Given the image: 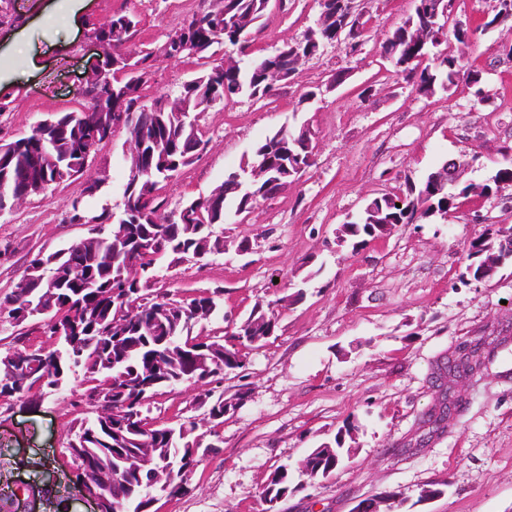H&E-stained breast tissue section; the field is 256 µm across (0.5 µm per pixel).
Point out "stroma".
<instances>
[{
  "label": "stroma",
  "mask_w": 512,
  "mask_h": 512,
  "mask_svg": "<svg viewBox=\"0 0 512 512\" xmlns=\"http://www.w3.org/2000/svg\"><path fill=\"white\" fill-rule=\"evenodd\" d=\"M56 0H15L16 23L0 28V139L28 135L47 114L70 109L93 67L92 29L112 14L136 15L139 37L163 42L200 0H76V22L56 28L43 17ZM373 19L364 50L321 48L292 83L267 101L235 98L197 117L208 141L198 161L162 189L169 206L206 193L238 168L257 142L283 126L309 123L314 163L244 223L224 226V251L201 263L160 264V286L186 299L222 289L223 319L203 323L221 336L255 303L303 291L281 310L276 333L247 351L243 376L225 375V399L240 404L217 429L222 448L203 459L185 490L155 504L157 512H267L262 491L281 466L296 469L311 448L333 442L350 423L348 459L329 479L307 482L278 512H353L362 500L396 493L400 512H512V266L489 282L462 280L464 246L489 224L512 225V185L492 195L458 198L448 219L400 224L360 249L336 241L347 215L385 193L402 195L451 158L475 156L466 173L487 183L512 165V35L490 26L497 0H454L453 17L474 30L464 64L479 85L459 80L424 95L387 71L379 54L386 34L414 11L413 0H362ZM320 13L317 0L272 8L247 51L226 46L241 62L275 53L301 37ZM199 71L195 62H157L147 97L178 95ZM309 103L299 104L305 93ZM124 135L103 145L89 166L107 177L113 202L122 199L130 159ZM74 182L50 187L0 213V294L27 273L29 255L54 252L85 237L65 220ZM255 243L248 258L235 248ZM496 337L481 378L459 384L458 404L444 433L429 435L423 420L438 401L434 371L464 341ZM76 377L60 391L31 401L0 398V489L29 483L41 512H90L78 500L61 453L77 421L88 417ZM187 384L161 390L151 404L155 425L195 414ZM442 488L434 498L425 490Z\"/></svg>",
  "instance_id": "obj_1"
}]
</instances>
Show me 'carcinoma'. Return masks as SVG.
I'll return each instance as SVG.
<instances>
[{"mask_svg": "<svg viewBox=\"0 0 512 512\" xmlns=\"http://www.w3.org/2000/svg\"><path fill=\"white\" fill-rule=\"evenodd\" d=\"M350 0H320V28L315 38L282 45L275 54L250 60L246 65H212L210 59L223 44L246 46L247 36L264 25L271 0H201L198 10L186 15L179 27L160 44L143 43L126 51L137 33L139 20L130 14H116L93 31L103 45V68L76 93L77 106L51 116L52 125L36 128L27 135L22 148L0 152V202L8 208L40 196L51 186L76 180L86 154L98 151L102 140L95 137L102 120L117 125L122 114L140 98L150 81L155 62L162 58L180 62L194 58L203 69L182 86L171 100L157 97L158 110L143 115L140 126L130 137L143 146L151 162V173L138 179L129 176L123 188L120 213L112 210L106 197L105 179L84 188L80 201H71L66 218L74 222L87 212L100 224L101 231L77 241L64 251L47 254L51 266L32 268L29 287L11 290L0 297V321L10 320L15 306L37 313L42 333L50 338L58 328L71 327L55 343L49 355L59 354L62 376L55 386L28 381L19 393L31 396L51 394L65 386L71 373L81 370L95 382L84 396L101 397L116 410V418L97 415L82 419L72 441L88 456L85 477L116 512H152L153 503L164 494L182 491L181 472L193 471L217 444H203L198 425L192 418L169 426L155 427L141 411L159 390L193 379L204 387L196 396L197 407L211 417L224 416V394L214 393L212 383H221L224 373L244 367L236 344L263 343L278 329V317L258 303L240 323L237 334L222 341L193 335L195 325L223 311L222 290L203 292L180 299L156 287L159 263L182 264L194 255L224 250V240L212 228L226 223L232 214L251 212L260 202L274 198L277 185H286L300 175L285 153L297 151L301 163L312 165L304 147L297 146L292 134L281 130L256 143L252 155L270 160L268 173L242 184L240 170L229 172L224 182L205 195L188 197L170 210L174 218L155 216L164 210L162 183L189 167L205 150L208 140L197 124L186 120V113L206 112L232 96L259 100L278 85L293 79L298 66L317 56L329 43H348L357 36L339 31V19ZM453 0H414V12L388 33L381 44V56L394 63L397 72L419 93L429 94L435 86L449 89L460 75L464 52L446 55L432 73L423 58L434 46L436 23L451 15ZM444 167L428 172L419 182L407 186L405 199L386 195L373 198L346 222L352 248L374 237L384 225L417 224L433 216L442 219L455 208L457 197L467 194L473 184L444 182ZM467 273L476 281L490 280L512 262V226L497 229L494 236H480L466 245ZM161 308L152 324L129 316L131 306ZM27 333L13 337V347L0 357V376L6 363L22 357ZM167 358L169 372L152 389L139 388L148 365L156 355ZM344 456L342 433L332 445H321L308 454L305 470L276 469L266 486L269 512H276L279 501L308 480L336 470Z\"/></svg>", "mask_w": 512, "mask_h": 512, "instance_id": "carcinoma-1", "label": "carcinoma"}]
</instances>
